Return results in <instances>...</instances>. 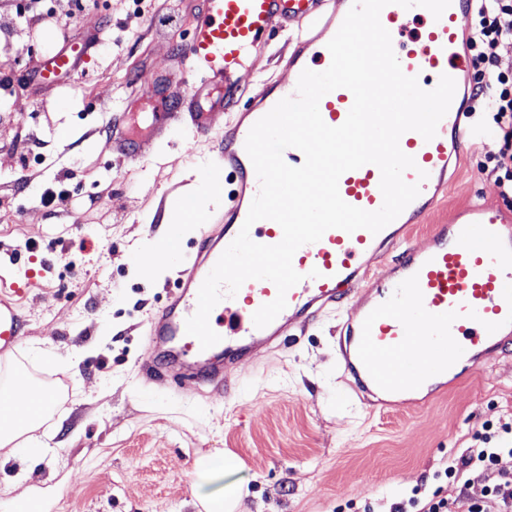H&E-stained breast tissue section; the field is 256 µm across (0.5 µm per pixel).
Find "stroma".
Instances as JSON below:
<instances>
[{
    "label": "stroma",
    "mask_w": 512,
    "mask_h": 512,
    "mask_svg": "<svg viewBox=\"0 0 512 512\" xmlns=\"http://www.w3.org/2000/svg\"><path fill=\"white\" fill-rule=\"evenodd\" d=\"M56 14L36 25L0 0V261L26 321L11 369L59 389L37 429L45 457H0V512H11L13 478L53 487L46 512H203L199 499L243 489L242 512H390L414 490L453 488L439 478L449 458L487 433L499 446L512 425V347L483 371L443 387L427 406L408 409L348 395L336 359L337 329L353 299L327 309L305 331L245 360L227 390L183 393L176 381L145 378V324L166 304L184 256L169 252L174 212L165 201L188 190L218 145L220 125L205 136L174 129L141 162L124 160L107 129L126 108L149 113V99L129 103V87L173 71L201 0H91L69 27ZM100 32L102 41L76 83L52 90L32 75L63 36ZM292 40L277 32L239 79L248 96L284 82ZM497 142L473 144L444 205L414 229L477 202L512 213L487 168ZM177 224V223H176ZM158 254L147 271L138 259ZM204 454L236 458L203 477Z\"/></svg>",
    "instance_id": "35a3bbf8"
}]
</instances>
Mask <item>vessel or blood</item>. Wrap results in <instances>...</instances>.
<instances>
[{"mask_svg": "<svg viewBox=\"0 0 512 512\" xmlns=\"http://www.w3.org/2000/svg\"><path fill=\"white\" fill-rule=\"evenodd\" d=\"M353 0H202L192 33L181 53L187 75L179 83L155 80L151 90L134 89L136 97H150L154 110L147 126L128 122L113 128L112 138L131 163L142 160L150 146L177 126L204 135L213 118L224 111L233 117L221 129V141L205 159V184L224 193L219 211L198 212L194 201L176 197L178 211L197 214L198 248L176 281L171 304L148 321L154 351L144 367L153 380L180 378L190 391L226 387L234 368L257 347L271 345L298 328H305L326 309L340 303L346 287L360 285L357 310L347 316L339 339V361L356 392L387 397H435L433 377L457 372L474 375L489 355L512 344V218L489 205L457 211L447 223L434 225L423 246L411 243L415 224L445 199L448 166L462 157L478 127L469 112L467 96L454 95L436 135L425 140L405 132L401 150L414 158L406 170L407 183L420 193L379 233L365 229H331L314 243L300 247L293 267L301 281L286 294V308L266 327L253 323L254 313L277 296L271 281H246L234 297L223 298L209 323L221 337L216 346L201 348L188 337L186 321L197 310L199 289L216 262L238 235L260 183L245 140L251 127L281 99L294 96L301 72H321L331 64L327 48ZM472 0H451L441 17L423 7L397 4L380 13L390 32L392 47L405 75L433 90L441 75L460 79L468 60L458 50L461 16ZM294 34L287 60V83L273 82L261 97H247L238 79L248 61L263 52L274 29ZM94 47L91 38L70 42L51 54L37 73L43 87L71 82ZM354 102L352 92L336 89L319 103L324 122L343 124ZM427 179H420V172ZM381 172L367 164L339 179L341 198L349 205L378 210L383 204ZM219 225L212 233L211 225ZM259 244L274 245L283 231L263 219L249 230ZM402 254L390 277L370 278L373 266L393 248ZM25 321L13 302L0 298V356L20 346Z\"/></svg>", "mask_w": 512, "mask_h": 512, "instance_id": "obj_1", "label": "vessel or blood"}]
</instances>
